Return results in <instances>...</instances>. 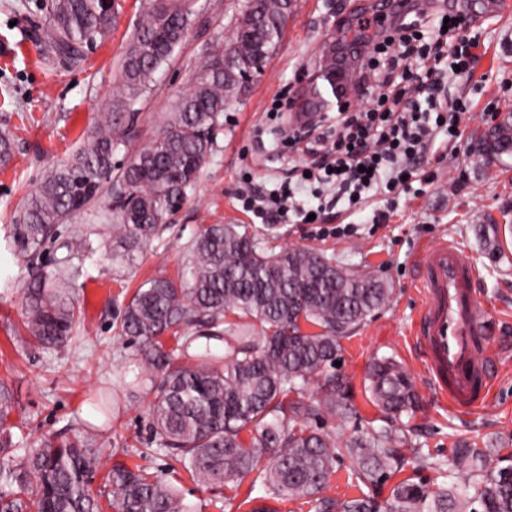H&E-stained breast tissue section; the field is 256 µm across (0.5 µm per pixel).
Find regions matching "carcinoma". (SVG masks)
<instances>
[{
  "mask_svg": "<svg viewBox=\"0 0 512 512\" xmlns=\"http://www.w3.org/2000/svg\"><path fill=\"white\" fill-rule=\"evenodd\" d=\"M41 42L78 61L115 19L112 0H50ZM292 8L288 0H245L232 39L239 52L224 66V40L208 48L190 88L178 99L153 141L130 157L119 178L118 229L132 245L150 238L181 208L212 152L224 106L253 70L256 47L274 46ZM192 0H147L113 84L107 112L75 157L53 169L27 202L19 225L23 245L41 244L56 226L101 195L115 169L114 153L134 120L132 102L151 88L156 71L187 37ZM494 138L496 155L512 154V116ZM188 277L153 279L124 307L118 339L137 348L156 393L150 428L165 451L202 487H238L255 473L271 499H306L315 512H512V467L499 452L462 443L448 472L464 484L428 485L404 478L380 500L324 494L336 465L350 457L357 484L377 488L410 467L437 468L409 443L403 414L419 408L408 374L377 358L367 378L385 425L342 443L289 420L347 412L341 339L383 308L385 281L341 268L309 248L266 251L235 224H212L191 246ZM25 324L38 345L70 339V284L36 279L25 290ZM196 330L184 336L186 329ZM317 392L307 394L311 384ZM12 396L0 386V512H100L89 477L104 449L94 437H47L18 456L11 448ZM113 512H195L182 491L141 468L112 463L106 475Z\"/></svg>",
  "mask_w": 512,
  "mask_h": 512,
  "instance_id": "obj_1",
  "label": "carcinoma"
}]
</instances>
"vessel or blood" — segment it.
Segmentation results:
<instances>
[{"instance_id":"obj_1","label":"vessel or blood","mask_w":512,"mask_h":512,"mask_svg":"<svg viewBox=\"0 0 512 512\" xmlns=\"http://www.w3.org/2000/svg\"><path fill=\"white\" fill-rule=\"evenodd\" d=\"M355 88L334 57L319 52L305 109L331 111L351 98ZM420 272L425 301L416 336L438 388L447 389L456 404L470 405L488 384L487 365L477 346L485 333V320L476 305L475 267L460 247L438 240L424 250Z\"/></svg>"}]
</instances>
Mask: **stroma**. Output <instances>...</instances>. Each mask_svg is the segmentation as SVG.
<instances>
[{"label": "stroma", "instance_id": "35a3bbf8", "mask_svg": "<svg viewBox=\"0 0 512 512\" xmlns=\"http://www.w3.org/2000/svg\"><path fill=\"white\" fill-rule=\"evenodd\" d=\"M48 2L0 0V135L8 136L12 146L10 161L0 164V384L15 405L10 417L14 447H37L46 435L71 439L96 430L107 457L189 490L196 512H250L247 496L266 494L253 477L235 489H200L180 462L152 448L147 428L151 385L139 378L134 349L115 337L123 306L137 288L154 278L186 276L193 240L209 225L235 224L267 249L311 248L340 266L377 274L392 290L389 303L341 341L347 414L311 418L308 426L344 441L382 426L366 370L373 359L390 357L412 379L421 401L417 412L403 418L411 442L438 463L420 471L422 480L446 482L443 464L463 442L499 449L512 462V156L487 159L474 150L492 114L512 113V0H426L430 25L450 12L474 25L480 46L474 51L473 75L449 88L471 110L461 122L455 151L429 155L426 169L433 183L416 181L411 192L377 199L339 220L328 217L331 227L353 225L351 235H321L311 224H264L240 201L243 193L287 180L299 157L281 138L290 129V113L304 107L321 43L330 41L337 62L359 72L369 34L358 20L380 10L382 2L293 0L262 73L226 106L213 153L169 224L139 248L115 233L109 202L124 187L114 177L101 200L60 224L56 238L28 251L18 235L27 199L51 168L81 149L97 115L105 111L143 4L114 0L112 29L87 49L84 61L72 64L52 57L41 43ZM242 4L194 0L187 38L157 71L151 89L130 107L136 120L115 153L118 163L151 143L210 43L231 37ZM383 208L390 212L388 222L375 223ZM75 231L85 243L79 253L67 247ZM439 239L460 246L479 272L476 300L486 319L491 381L477 408L459 407L438 390L415 339L424 299L419 254ZM58 273L74 284L72 339L56 349L28 345L23 291L36 277ZM118 372L134 383L135 392L105 416L96 397L111 390Z\"/></svg>", "mask_w": 512, "mask_h": 512}]
</instances>
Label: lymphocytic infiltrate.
<instances>
[{
  "instance_id": "1",
  "label": "lymphocytic infiltrate",
  "mask_w": 512,
  "mask_h": 512,
  "mask_svg": "<svg viewBox=\"0 0 512 512\" xmlns=\"http://www.w3.org/2000/svg\"><path fill=\"white\" fill-rule=\"evenodd\" d=\"M371 23L377 40L364 74L373 80L375 96L362 109L325 115L335 139L309 132L289 136L301 159L297 172L313 187L311 198L298 199L283 187L245 195L244 206L263 223L292 217L303 224L309 214H323L343 202L353 208L408 190L411 181L423 177L421 165L438 135L457 139L468 106L446 99L442 86L470 69L453 49L465 23L453 15L446 30L437 32L426 31L418 19L389 24L378 14Z\"/></svg>"
}]
</instances>
